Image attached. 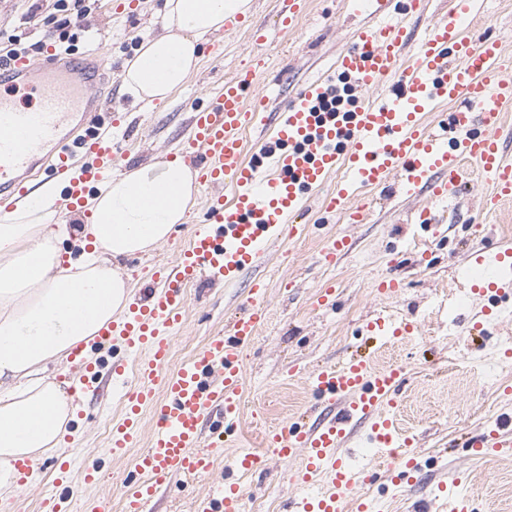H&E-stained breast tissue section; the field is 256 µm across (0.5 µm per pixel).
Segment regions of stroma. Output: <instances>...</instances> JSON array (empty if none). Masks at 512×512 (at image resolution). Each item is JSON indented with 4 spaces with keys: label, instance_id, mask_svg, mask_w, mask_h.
<instances>
[{
    "label": "stroma",
    "instance_id": "1",
    "mask_svg": "<svg viewBox=\"0 0 512 512\" xmlns=\"http://www.w3.org/2000/svg\"><path fill=\"white\" fill-rule=\"evenodd\" d=\"M163 2L95 0L82 20L85 33L77 57L89 58L101 39L112 43V58L101 75L98 93L117 95L124 110L117 136L130 169L173 158L189 130L193 109L210 103L235 70L261 59L263 76L246 93L249 99L266 100L256 128L244 135L247 144H254L259 136L271 133L275 112L287 105L294 92L327 72L351 46L360 23L343 0H307V12L297 28L278 33L274 30L277 0H253L248 29L224 34L222 55L203 53L197 71L181 88L147 107L135 103L121 74L143 34L162 33ZM253 27L272 30V39L251 38ZM486 35L512 45V0H487L471 32L475 39ZM488 191L482 177L471 176L454 204L438 208L447 231L430 245L425 258L417 247L421 231L409 221L425 205V196L363 191L361 200L372 205V215L367 222L353 224L323 213L322 196L316 193L306 202L302 233L265 253L236 286L190 285L186 318L173 339L169 368L224 332L231 316L245 306L248 289L257 278L264 279L268 288V320L243 354L246 388L240 422L231 431L213 423L204 428L206 441L223 442L212 470L173 479L155 499L153 512H193L195 501L223 482L226 458L239 452L260 458L257 470L241 479L244 512H286L288 501L298 494L288 473L301 460H280L263 446L261 434L300 415H317L318 402L307 376L322 365L342 363L351 354L369 357L378 366L402 367L394 420L402 434L415 436L422 460V472L413 484L386 489L373 484L382 512H413L417 502L431 494L439 475L457 469L471 471L469 493L480 512H512V458L492 455L475 460L464 445L483 431L487 417L512 415V396L501 392L512 384V365L500 357L501 348L512 345V302L504 305L481 336L470 334V314L457 307L474 276L466 267L468 255L512 240V205L485 213L479 202ZM203 218L204 203L199 200L166 243L147 256L120 260L134 288L142 287L155 262L175 258L177 246L188 241ZM329 237L347 243L346 252L333 264L320 255ZM385 278L400 282L397 293L379 292L378 284ZM326 288L333 289V300L317 306V297ZM379 313L407 318L416 324V334L403 340L369 336L363 325ZM119 413L115 399L107 397L83 406L72 426L71 446L105 451L112 420ZM129 470V458L108 460L91 496L105 500L111 512H122Z\"/></svg>",
    "mask_w": 512,
    "mask_h": 512
}]
</instances>
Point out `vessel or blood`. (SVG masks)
Returning <instances> with one entry per match:
<instances>
[{
  "label": "vessel or blood",
  "mask_w": 512,
  "mask_h": 512,
  "mask_svg": "<svg viewBox=\"0 0 512 512\" xmlns=\"http://www.w3.org/2000/svg\"><path fill=\"white\" fill-rule=\"evenodd\" d=\"M306 0H279L276 25L293 30L306 11ZM480 0H456L447 17L411 35L405 20L421 9V0H350L353 12L368 16L351 48L336 60L332 73L303 84L294 99L276 113L271 138L246 155L243 133L254 127L257 114L246 92L260 72L253 64L225 81L216 101L195 108L190 133L179 148L184 163L196 174L207 194L208 222L180 248L175 260L154 266L149 286L128 308L101 329L95 344H120L124 364L116 374L131 372L123 394L124 418L114 423L109 453L119 457L137 448L132 461L136 475L126 491L124 512H148L161 487L178 476L208 473L212 446L203 439L206 422L219 418L234 426L241 413L244 386L243 352L266 319V284L253 281L249 304L230 322L224 334L207 343L175 369H168L173 337L186 308V287L204 278L232 286L254 266L284 232H297L305 198L325 191L327 210L364 219L366 208L357 193L397 180L404 193L420 191L430 201L418 220L433 235L443 227L431 205L456 196L465 165H472L491 183L480 205L488 212L512 204V158L501 143L500 117L512 103V52L502 39L470 36ZM97 76L86 63L50 55L35 62L21 57L0 71V223H10L11 196L27 192L41 171L52 172L64 185L68 212L91 223L88 199L120 167L116 139L118 119L100 120ZM25 103H17L16 94ZM449 106L446 120L432 124L428 115ZM343 170L333 189L328 178ZM470 267H481L469 303L480 304L474 327L512 298V247L475 253ZM374 336L412 333L411 323L377 315L365 324ZM79 400L99 391V364L80 359ZM403 370L374 367L364 359L325 365L308 376L312 394L324 406L317 426L290 422L265 433L263 443L281 459L301 456L290 471V483L300 495L290 512H375V498L354 496V489L372 483L376 461L383 458L398 478L420 471L418 452L407 448L389 412L397 405ZM150 411L154 427L148 444H141V415ZM369 422L366 441L374 460L355 466L347 448L351 423ZM471 458L488 451L512 455V428L493 425L488 434L468 444ZM258 459L251 453L230 457L227 478L195 512H243L244 490L239 475L252 471ZM69 458L57 461L53 489L40 512H72V486L92 488L102 458L83 452L80 476H73ZM440 512H476L465 490L464 474L439 483Z\"/></svg>",
  "instance_id": "vessel-or-blood-1"
}]
</instances>
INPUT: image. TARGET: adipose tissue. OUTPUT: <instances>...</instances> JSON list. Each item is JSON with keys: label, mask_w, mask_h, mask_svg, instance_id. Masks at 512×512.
Returning <instances> with one entry per match:
<instances>
[{"label": "adipose tissue", "mask_w": 512, "mask_h": 512, "mask_svg": "<svg viewBox=\"0 0 512 512\" xmlns=\"http://www.w3.org/2000/svg\"><path fill=\"white\" fill-rule=\"evenodd\" d=\"M252 0H164L166 33L144 36L123 69L139 101H165L201 60L200 46ZM195 176L180 159L113 176L88 201L92 223L57 221L59 187L44 184L16 203L0 224V500L17 488L16 462L57 453L77 407L48 364L88 351L90 341L131 300L116 261L142 256L184 223ZM75 238L78 260L62 261L59 244Z\"/></svg>", "instance_id": "ef3b65f1"}]
</instances>
